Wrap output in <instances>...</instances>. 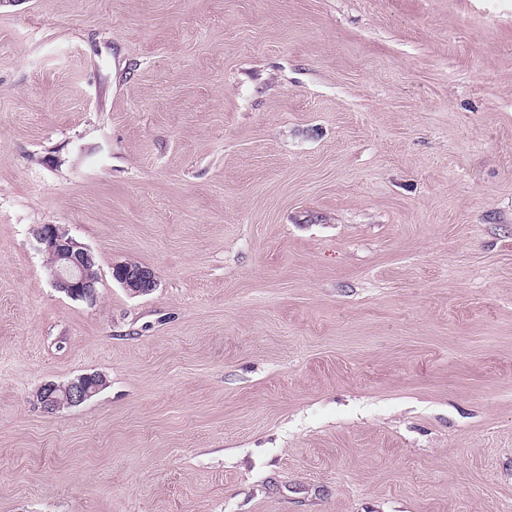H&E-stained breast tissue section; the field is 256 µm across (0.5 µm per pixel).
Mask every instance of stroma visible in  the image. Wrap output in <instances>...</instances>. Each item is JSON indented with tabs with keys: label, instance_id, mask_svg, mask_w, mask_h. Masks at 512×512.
Here are the masks:
<instances>
[{
	"label": "stroma",
	"instance_id": "stroma-1",
	"mask_svg": "<svg viewBox=\"0 0 512 512\" xmlns=\"http://www.w3.org/2000/svg\"><path fill=\"white\" fill-rule=\"evenodd\" d=\"M0 512H512V0H5ZM35 240L51 267L53 286L72 299L94 300L100 277L91 251L57 224L40 226ZM133 268L125 266V263L113 266V275L119 279L121 284L133 293H147L155 286L153 273L145 267L136 263H131ZM104 385L105 381L100 375L82 374L66 384H44L38 398L47 411L77 407L92 398ZM58 391L63 393V398L57 397Z\"/></svg>",
	"mask_w": 512,
	"mask_h": 512
}]
</instances>
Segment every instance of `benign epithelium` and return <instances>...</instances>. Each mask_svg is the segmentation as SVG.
Instances as JSON below:
<instances>
[{"mask_svg":"<svg viewBox=\"0 0 512 512\" xmlns=\"http://www.w3.org/2000/svg\"><path fill=\"white\" fill-rule=\"evenodd\" d=\"M38 251L46 256L53 286L68 297L92 301L100 277L94 269L95 261L89 249L82 246L57 224H44L35 232ZM113 275L133 293H147L155 286L153 273L145 268L130 269L125 264L113 266ZM104 379L97 374H82L68 383H47L38 398L47 410L77 407L92 398L103 386Z\"/></svg>","mask_w":512,"mask_h":512,"instance_id":"obj_1","label":"benign epithelium"}]
</instances>
